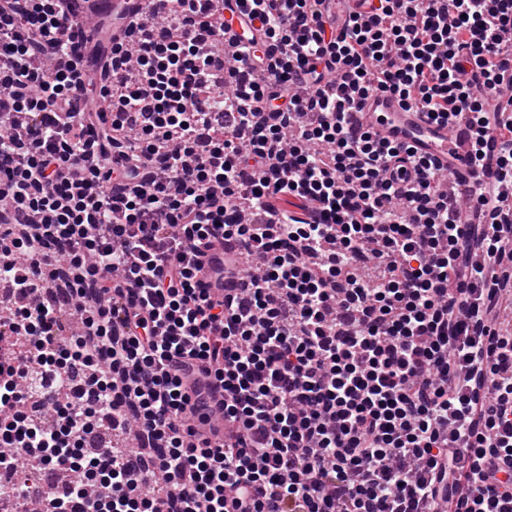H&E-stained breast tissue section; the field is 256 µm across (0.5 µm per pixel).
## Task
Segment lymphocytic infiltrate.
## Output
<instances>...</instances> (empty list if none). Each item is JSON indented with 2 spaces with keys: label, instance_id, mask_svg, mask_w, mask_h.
<instances>
[{
  "label": "lymphocytic infiltrate",
  "instance_id": "obj_1",
  "mask_svg": "<svg viewBox=\"0 0 512 512\" xmlns=\"http://www.w3.org/2000/svg\"><path fill=\"white\" fill-rule=\"evenodd\" d=\"M240 2L228 61L217 0L84 44L64 0H0V498L68 471L40 512H512V209L459 225L350 120L379 91L464 117L512 187V0ZM203 278L211 287L224 288V243L216 245L205 258Z\"/></svg>",
  "mask_w": 512,
  "mask_h": 512
}]
</instances>
